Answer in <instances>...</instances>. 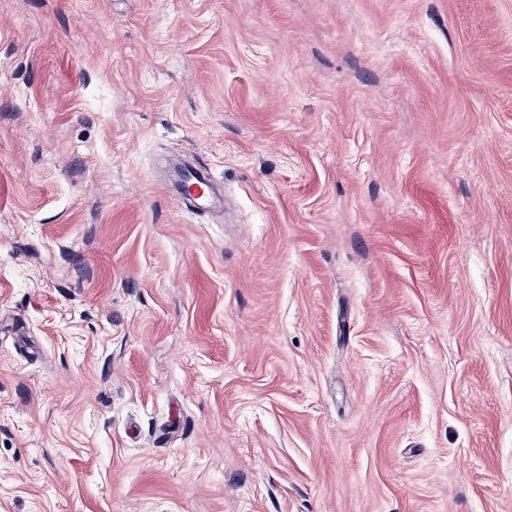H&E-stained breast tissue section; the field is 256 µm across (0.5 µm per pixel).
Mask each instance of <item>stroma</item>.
Listing matches in <instances>:
<instances>
[{
    "label": "stroma",
    "instance_id": "1",
    "mask_svg": "<svg viewBox=\"0 0 512 512\" xmlns=\"http://www.w3.org/2000/svg\"><path fill=\"white\" fill-rule=\"evenodd\" d=\"M0 512H512V0H0ZM204 173L208 174V170L205 167L196 166L194 173L188 172L185 174V182L198 185L201 192L195 195L185 194V197L175 199L181 208L187 209L189 205L199 208L209 203L211 199V187Z\"/></svg>",
    "mask_w": 512,
    "mask_h": 512
}]
</instances>
